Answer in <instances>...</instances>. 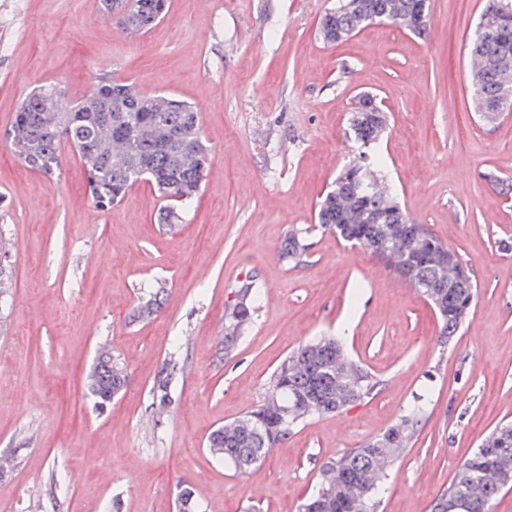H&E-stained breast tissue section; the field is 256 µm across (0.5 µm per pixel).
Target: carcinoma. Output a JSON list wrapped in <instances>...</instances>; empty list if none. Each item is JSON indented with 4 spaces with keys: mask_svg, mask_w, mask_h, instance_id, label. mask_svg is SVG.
<instances>
[{
    "mask_svg": "<svg viewBox=\"0 0 512 512\" xmlns=\"http://www.w3.org/2000/svg\"><path fill=\"white\" fill-rule=\"evenodd\" d=\"M104 14L116 27L140 34L158 25L170 0H102ZM417 0H336L325 12L320 30L331 26L343 35L356 34L392 15L389 22L411 33L426 32L428 21H416ZM471 56L480 69L471 76L475 111L487 123L502 98V83L512 76V0H492L471 38ZM95 96L71 98L59 84L39 86L21 102L3 137L28 167L52 175L60 167L62 146L76 148L84 160L89 195L95 206L121 202L140 181H149L170 201L161 209L162 224L181 222V210L198 194L212 160L200 123L189 103L172 96L149 94L120 83L109 71L96 76ZM349 130L364 150L336 176L318 203L319 227L377 258L407 287L415 289L442 320L440 345L448 347L467 316L477 281L462 257L464 279L448 283L432 253L446 245L425 225L412 223L392 186L378 173L383 159L366 148L378 142L374 132L387 127V115L354 109ZM313 228L293 227L282 258L294 267L305 264ZM10 249L0 242V306L11 294ZM163 289L142 297L133 320H145L160 309ZM224 305V356L236 348L256 312V275L244 273ZM178 370L169 362L158 375L154 391L159 406L169 405L167 390ZM377 381L349 358L335 338L320 336L291 352L275 369L257 408L213 430L207 438L211 454L243 473L265 460L274 448L307 420L344 412L363 402ZM100 405L126 392L124 364L101 347L86 379ZM423 407L414 405L381 434L322 464L317 490L300 512H376L381 486L397 459L411 447ZM512 488V423L497 425L458 468L448 488L438 494L432 512H492L493 502ZM178 512H198L193 487L184 482L176 497Z\"/></svg>",
    "mask_w": 512,
    "mask_h": 512,
    "instance_id": "cac0c4a2",
    "label": "carcinoma"
}]
</instances>
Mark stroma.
I'll return each mask as SVG.
<instances>
[{"label": "stroma", "mask_w": 512, "mask_h": 512, "mask_svg": "<svg viewBox=\"0 0 512 512\" xmlns=\"http://www.w3.org/2000/svg\"><path fill=\"white\" fill-rule=\"evenodd\" d=\"M333 0H171L136 38L101 0H0V131L37 85L88 94L114 78L193 104L213 149L181 224L157 221L146 182L97 209L82 163L26 167L0 141V237L14 243L13 288L0 323V512H176L190 483L200 512H299L327 460L394 424L414 396L428 414L392 468L378 512H430L458 467L497 424L512 421V199L483 175L512 178V115L482 122L468 45L487 0H433L426 35L377 22L326 44ZM376 95L389 116L377 144L402 207L458 252L478 292L448 348L421 296L401 291L369 252L315 229L308 266L280 256L292 227L358 151L347 116ZM262 299L232 358L224 303L238 277ZM165 289L161 312L129 316L139 289ZM339 339L381 381L376 394L309 420L246 473L216 460L209 433L260 404L279 362L315 336ZM109 344L129 387L106 408L84 388ZM180 362L159 409L154 382Z\"/></svg>", "instance_id": "obj_1"}]
</instances>
